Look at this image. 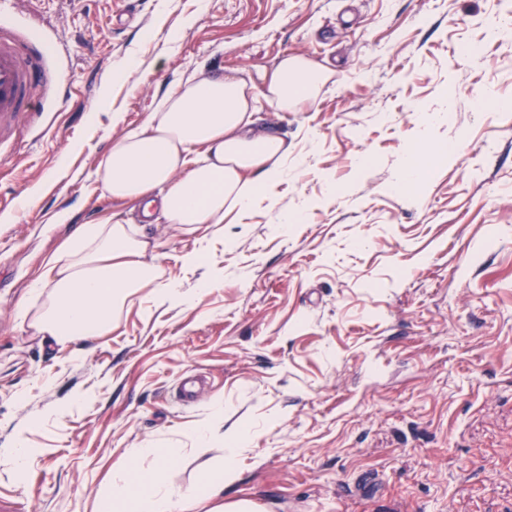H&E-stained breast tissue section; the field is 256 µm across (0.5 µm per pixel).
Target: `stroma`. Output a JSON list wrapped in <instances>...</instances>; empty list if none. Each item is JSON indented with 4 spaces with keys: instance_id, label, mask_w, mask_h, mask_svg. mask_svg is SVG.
I'll list each match as a JSON object with an SVG mask.
<instances>
[{
    "instance_id": "1",
    "label": "stroma",
    "mask_w": 512,
    "mask_h": 512,
    "mask_svg": "<svg viewBox=\"0 0 512 512\" xmlns=\"http://www.w3.org/2000/svg\"><path fill=\"white\" fill-rule=\"evenodd\" d=\"M75 72L43 139L24 116L0 132V512H87L127 451L177 449L170 477L206 465L186 434L220 409L248 430L225 498L261 512H512V0H15ZM322 67L295 112L258 126L301 161L295 179L207 238L151 223L163 280L109 335L62 346L17 313L44 260L88 224L140 222L86 176L187 79L233 75L262 95L283 57ZM135 72H116L127 61ZM439 118L424 124V111ZM120 121H113V112ZM427 171L397 187L407 157ZM68 211L66 224L51 223ZM296 215L291 224L283 214ZM200 251L199 267L182 266ZM206 379L173 398L179 375ZM23 438L16 469L4 453Z\"/></svg>"
}]
</instances>
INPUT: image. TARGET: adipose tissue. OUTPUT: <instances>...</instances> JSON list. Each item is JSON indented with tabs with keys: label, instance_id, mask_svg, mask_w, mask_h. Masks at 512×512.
<instances>
[{
	"label": "adipose tissue",
	"instance_id": "obj_1",
	"mask_svg": "<svg viewBox=\"0 0 512 512\" xmlns=\"http://www.w3.org/2000/svg\"><path fill=\"white\" fill-rule=\"evenodd\" d=\"M326 81L322 68L301 56L284 57L263 98L231 75L189 81L169 91L143 126L113 143L89 178L112 198L138 203L145 218L184 224L195 232L217 229L231 214H243L276 180L292 172L284 139L253 129L259 100L297 110L316 98ZM151 243L129 224L109 220L84 227L51 256L32 291L42 298L39 313L20 307L37 333L64 345L107 335L116 314L140 288L154 286L157 301L178 298L175 284H162L158 263L146 261ZM194 453L209 466L194 486L169 478L175 451L145 445L131 458L153 467L141 477L114 472L93 512H187L209 504V512H253L248 500L228 502L225 489L241 479L239 453L245 436L225 439L221 423H196L187 433Z\"/></svg>",
	"mask_w": 512,
	"mask_h": 512
}]
</instances>
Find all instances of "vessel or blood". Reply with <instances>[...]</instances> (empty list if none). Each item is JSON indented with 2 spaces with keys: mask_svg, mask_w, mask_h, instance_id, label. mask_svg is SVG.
Returning <instances> with one entry per match:
<instances>
[{
  "mask_svg": "<svg viewBox=\"0 0 512 512\" xmlns=\"http://www.w3.org/2000/svg\"><path fill=\"white\" fill-rule=\"evenodd\" d=\"M12 0H0V122L26 115L33 98L58 109L73 73L57 41L10 19Z\"/></svg>",
  "mask_w": 512,
  "mask_h": 512,
  "instance_id": "b4317fda",
  "label": "vessel or blood"
}]
</instances>
